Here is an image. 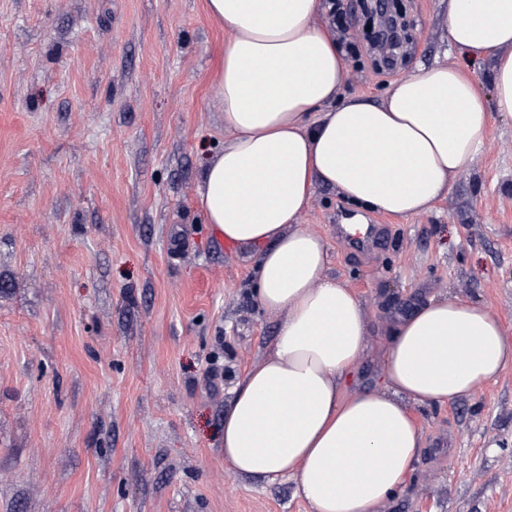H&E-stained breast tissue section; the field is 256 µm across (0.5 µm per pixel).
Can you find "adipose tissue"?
<instances>
[{
    "mask_svg": "<svg viewBox=\"0 0 512 512\" xmlns=\"http://www.w3.org/2000/svg\"><path fill=\"white\" fill-rule=\"evenodd\" d=\"M320 0H208L223 23V151L202 173L204 221L251 250L254 295L279 315L269 354L233 388L224 459L238 475L294 477L311 512H376L403 490L422 436L411 406L472 398L512 366V338L475 303L430 299L391 330L383 384L348 379L366 345V310L327 276L328 246L299 224L315 184L412 216L470 170L492 112L512 115V0H448L462 62L416 65L375 105L340 100L348 62ZM490 58L495 111L477 88Z\"/></svg>",
    "mask_w": 512,
    "mask_h": 512,
    "instance_id": "obj_1",
    "label": "adipose tissue"
}]
</instances>
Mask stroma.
<instances>
[{"instance_id":"1","label":"stroma","mask_w":512,"mask_h":512,"mask_svg":"<svg viewBox=\"0 0 512 512\" xmlns=\"http://www.w3.org/2000/svg\"><path fill=\"white\" fill-rule=\"evenodd\" d=\"M400 8L399 73L350 59L342 97L381 102L446 61L442 0ZM223 50L206 0H0V512H310L294 480L224 461L232 389L280 319L250 252L198 208L227 137ZM354 209L319 185L300 221L366 308L356 390L376 389L391 328L429 298L484 305L512 334V116L493 113L428 212L364 210L381 247L338 230ZM412 415L424 448L377 512H512V367Z\"/></svg>"}]
</instances>
